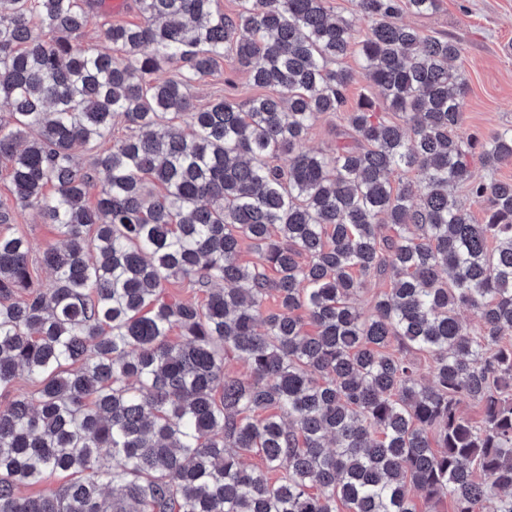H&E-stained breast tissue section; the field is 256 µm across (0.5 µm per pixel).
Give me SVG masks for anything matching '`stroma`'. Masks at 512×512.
<instances>
[{"mask_svg":"<svg viewBox=\"0 0 512 512\" xmlns=\"http://www.w3.org/2000/svg\"><path fill=\"white\" fill-rule=\"evenodd\" d=\"M402 18L425 35L450 37L461 44L457 66L471 88L462 103V135L487 136L512 125V0H439L435 12H406ZM258 93L247 71L228 58L193 88L200 105L218 94L243 104ZM8 230L29 240L35 277L48 284L50 274L40 259L57 241L52 225L42 223L36 211L25 210L16 213Z\"/></svg>","mask_w":512,"mask_h":512,"instance_id":"35a3bbf8","label":"stroma"}]
</instances>
